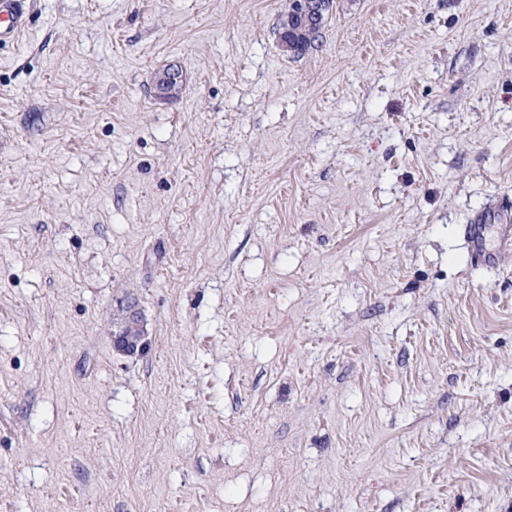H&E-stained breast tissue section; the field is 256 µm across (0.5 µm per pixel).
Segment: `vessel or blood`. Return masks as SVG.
<instances>
[{
	"mask_svg": "<svg viewBox=\"0 0 512 512\" xmlns=\"http://www.w3.org/2000/svg\"><path fill=\"white\" fill-rule=\"evenodd\" d=\"M33 10V0H0V42L17 41L27 31ZM464 236L477 263L498 267L501 256L512 252V218L478 214L465 225Z\"/></svg>",
	"mask_w": 512,
	"mask_h": 512,
	"instance_id": "vessel-or-blood-1",
	"label": "vessel or blood"
}]
</instances>
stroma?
<instances>
[{"label":"stroma","mask_w":512,"mask_h":512,"mask_svg":"<svg viewBox=\"0 0 512 512\" xmlns=\"http://www.w3.org/2000/svg\"><path fill=\"white\" fill-rule=\"evenodd\" d=\"M288 8L0 42V512H512V254L462 233L512 211V0H334L301 56ZM181 81H183V77L179 69L174 66H168L157 74L154 84L159 94H163L164 96L171 98L176 94L177 83ZM178 95L173 96L172 98H177ZM512 220L507 215L478 214L464 227L469 251L477 263L497 268L502 255L512 252ZM143 315L135 301L117 302L112 317L113 348L127 356L144 352L148 347Z\"/></svg>","instance_id":"35a3bbf8"}]
</instances>
